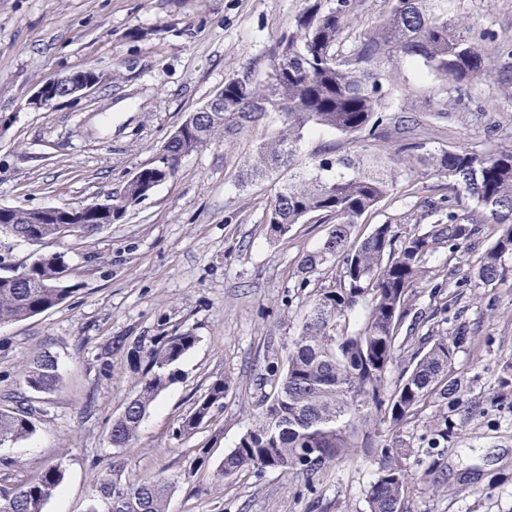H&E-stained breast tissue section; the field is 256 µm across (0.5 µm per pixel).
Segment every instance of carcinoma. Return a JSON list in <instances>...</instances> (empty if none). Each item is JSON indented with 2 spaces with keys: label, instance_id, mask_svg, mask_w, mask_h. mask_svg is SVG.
<instances>
[{
  "label": "carcinoma",
  "instance_id": "1",
  "mask_svg": "<svg viewBox=\"0 0 512 512\" xmlns=\"http://www.w3.org/2000/svg\"><path fill=\"white\" fill-rule=\"evenodd\" d=\"M352 0H304L288 33L270 51L271 73L263 82L230 79L221 88L223 104L193 123L182 122L164 141L169 172L149 166L138 179L115 192L112 219L117 220L166 177L174 176L182 156L222 134L237 135L268 112L281 114V126L260 142L243 179L278 176L265 223L283 233L318 214L331 224L322 247L301 260V270L336 262V285L311 301L297 337L288 351L286 368L276 374L271 402L255 425L224 457L222 475L229 478L246 467L293 471L312 480L326 465L349 458L356 448H382L366 430L384 415L399 423L437 395L455 396L460 383L448 378V363L466 340L459 330L450 338L434 336L411 370L390 384L389 373L400 351L398 329L410 310L409 293L429 273V261L441 247L457 248L481 224L497 233L482 254L478 280L491 283L505 257L512 256V146L489 154L462 148L441 149L418 159L448 177V184L470 202L459 213L448 201L447 221L417 226L405 235L379 224L364 238L354 236L362 218L375 210L401 177L391 158L372 154L363 142L391 124L388 114L389 66L403 59L423 63L428 74L466 85L487 74L488 57L467 36L458 0H392L372 30L342 50L339 44ZM331 131L355 143L353 153L306 156L302 144L312 132ZM397 146L409 154L422 149L409 121L398 127ZM4 223L41 243L70 231L76 235L100 230L95 220L80 226L45 224L35 209L12 211ZM68 271L65 258L48 254L14 280L0 281V323L22 321L63 304L73 288H42L41 282ZM365 315L359 329L349 331L351 314ZM190 332L163 338L146 352L147 369L138 391L112 422L114 448H126L137 437L147 410L172 382L175 366L193 348ZM25 383L33 393L58 385L57 362L47 353L28 366ZM230 381L217 379L200 397L181 428L188 433L223 404ZM37 409L24 397L0 407V446L30 438L36 432ZM408 449L385 455V463L369 486V512H402L401 503L412 475L406 468ZM64 472L56 466L37 480L14 489H0V512H43L61 486ZM96 493L107 512H166L169 487L151 480L121 486L104 481Z\"/></svg>",
  "mask_w": 512,
  "mask_h": 512
}]
</instances>
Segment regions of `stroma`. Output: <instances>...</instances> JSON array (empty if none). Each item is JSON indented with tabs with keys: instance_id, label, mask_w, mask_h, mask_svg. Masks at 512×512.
Instances as JSON below:
<instances>
[{
	"instance_id": "obj_1",
	"label": "stroma",
	"mask_w": 512,
	"mask_h": 512,
	"mask_svg": "<svg viewBox=\"0 0 512 512\" xmlns=\"http://www.w3.org/2000/svg\"><path fill=\"white\" fill-rule=\"evenodd\" d=\"M303 0H0V206H79L121 189L155 161L186 116L232 78L265 80L268 54ZM470 38L488 53L478 82L456 87L422 63H399L390 112L416 120L425 150L485 153L512 145V0H461ZM94 69L89 93L35 109L48 79ZM446 108L445 118L430 113ZM278 113L181 158L174 177L99 232L41 248L0 238V272L28 266L35 251L60 252L75 292L60 306L0 324V406L26 392L31 359L48 351L59 384L38 395L35 435L0 447V486L65 476L43 512H104L94 493L111 480L168 484V512H367L365 490L385 454L373 448L327 465L313 480L247 469L223 478L224 456L254 424L269 371H282L312 296L333 287L331 265L305 274L300 262L322 246L329 224L313 218L277 238L265 224L274 185H244L257 144ZM402 176L378 210L357 225L406 232L437 218L454 194L447 179L398 162ZM494 238L491 227L457 250L439 249L412 290V312L433 336L466 330L448 375L454 400L435 399L400 424L381 422L385 442L408 449L413 482L404 512H512V256L497 279L471 271ZM191 332L196 343L174 381L149 408L131 447H112L113 420L135 393L143 366L131 357L159 337ZM219 378L224 403L192 433L183 418ZM447 427L448 438L432 434Z\"/></svg>"
}]
</instances>
